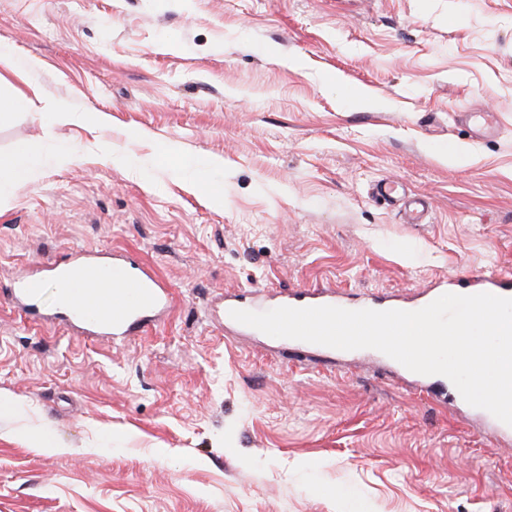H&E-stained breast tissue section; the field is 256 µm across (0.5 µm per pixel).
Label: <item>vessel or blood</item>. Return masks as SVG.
<instances>
[{
	"mask_svg": "<svg viewBox=\"0 0 512 512\" xmlns=\"http://www.w3.org/2000/svg\"><path fill=\"white\" fill-rule=\"evenodd\" d=\"M53 288L51 307L42 304L46 288ZM469 293L512 297L511 276H478ZM429 289L407 304L397 300L374 302L377 310L400 307L414 311L441 296ZM11 306L35 323L59 320L85 338L127 337L146 332L169 310L173 292L154 271L118 252H78L64 261H50L32 275L14 280L0 290ZM273 307L336 306L350 308L348 299L334 290L313 286L274 295Z\"/></svg>",
	"mask_w": 512,
	"mask_h": 512,
	"instance_id": "vessel-or-blood-1",
	"label": "vessel or blood"
}]
</instances>
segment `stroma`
<instances>
[{
	"label": "stroma",
	"instance_id": "1",
	"mask_svg": "<svg viewBox=\"0 0 512 512\" xmlns=\"http://www.w3.org/2000/svg\"><path fill=\"white\" fill-rule=\"evenodd\" d=\"M1 49L38 65L0 66V98L34 101L0 112V156L45 154L0 193V285L117 249L174 303L91 341L0 298V512H512V450L447 382L449 408L378 353L299 362L211 317L257 286L362 304L512 273V0H0ZM57 104L103 119L56 123ZM186 158L216 159L223 205ZM382 179L425 223L374 200ZM45 427L59 450L31 447Z\"/></svg>",
	"mask_w": 512,
	"mask_h": 512
}]
</instances>
